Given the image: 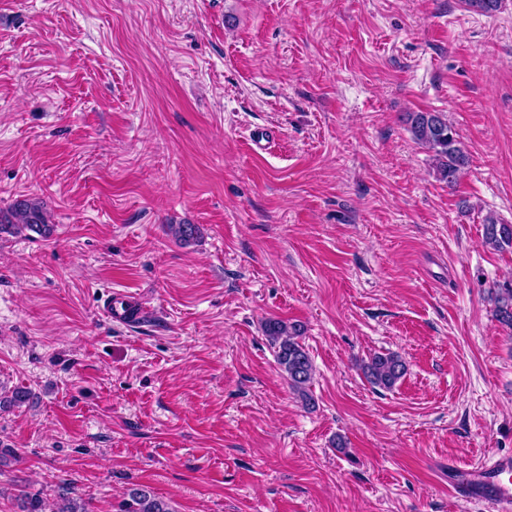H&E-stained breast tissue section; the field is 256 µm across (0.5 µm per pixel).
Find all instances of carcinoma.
<instances>
[{"label":"carcinoma","instance_id":"carcinoma-1","mask_svg":"<svg viewBox=\"0 0 512 512\" xmlns=\"http://www.w3.org/2000/svg\"><path fill=\"white\" fill-rule=\"evenodd\" d=\"M408 130L414 140L434 154L435 169L440 180L453 185L468 164V156L455 129L442 112H411L407 115ZM55 224L40 202L23 198L6 208H0V235H18L33 232L42 238L53 235ZM169 230L179 241L189 243L198 239L201 228L197 224H171ZM485 244L495 248H512V224H502L494 217L485 218ZM495 318L512 330V282L495 289ZM265 335L275 349L277 363L284 372L289 388L299 398L311 401L309 387L315 374L312 359L300 342L303 328L297 323L271 319L265 324ZM366 380L374 387L391 390L406 375V362L396 353L373 355L361 366ZM31 397V392L16 388L9 395H0V411L20 406ZM20 512H91L85 502L68 491L53 499L38 492L20 490ZM122 512H173L168 501L156 496L145 486L135 485L127 490Z\"/></svg>","mask_w":512,"mask_h":512}]
</instances>
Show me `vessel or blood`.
<instances>
[{
  "label": "vessel or blood",
  "instance_id": "obj_1",
  "mask_svg": "<svg viewBox=\"0 0 512 512\" xmlns=\"http://www.w3.org/2000/svg\"><path fill=\"white\" fill-rule=\"evenodd\" d=\"M103 311L111 322L121 325L133 323L142 316L127 293L120 291L109 296ZM448 491L454 497L482 503L487 512H512V455L473 465L449 463Z\"/></svg>",
  "mask_w": 512,
  "mask_h": 512
}]
</instances>
